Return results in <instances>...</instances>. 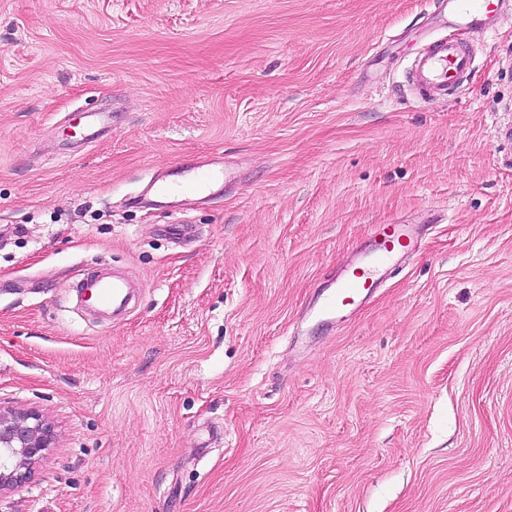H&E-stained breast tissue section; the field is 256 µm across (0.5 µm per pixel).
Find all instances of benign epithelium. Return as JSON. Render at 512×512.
<instances>
[{
	"mask_svg": "<svg viewBox=\"0 0 512 512\" xmlns=\"http://www.w3.org/2000/svg\"><path fill=\"white\" fill-rule=\"evenodd\" d=\"M56 442L53 422L39 410L0 404V498L29 483Z\"/></svg>",
	"mask_w": 512,
	"mask_h": 512,
	"instance_id": "7a95c632",
	"label": "benign epithelium"
}]
</instances>
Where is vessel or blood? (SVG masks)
I'll return each instance as SVG.
<instances>
[{"label": "vessel or blood", "mask_w": 512, "mask_h": 512, "mask_svg": "<svg viewBox=\"0 0 512 512\" xmlns=\"http://www.w3.org/2000/svg\"><path fill=\"white\" fill-rule=\"evenodd\" d=\"M440 22L455 23L476 30L486 27L496 11L495 0H437ZM473 59L457 42L444 38L415 57L410 75L419 92L436 99L446 98L459 79L469 71ZM373 249L345 269L335 288L321 302L318 314L324 322L335 320L348 300L371 288L378 271L386 264L413 254L419 239V227L402 222L381 224ZM134 281L123 271L102 267L86 272L75 283L76 301L89 310L95 322L108 326L116 311H130Z\"/></svg>", "instance_id": "1"}]
</instances>
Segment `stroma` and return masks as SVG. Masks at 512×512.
I'll return each instance as SVG.
<instances>
[{
	"mask_svg": "<svg viewBox=\"0 0 512 512\" xmlns=\"http://www.w3.org/2000/svg\"><path fill=\"white\" fill-rule=\"evenodd\" d=\"M434 8L0 0V401L59 434L0 512H512V0L427 100ZM397 220L417 254L320 324ZM99 263L142 285L109 328ZM472 63V56L457 42L444 38L415 57L410 75L419 92L444 99ZM75 288L77 305L88 309L92 320L100 326L112 325L113 312H131L135 308V303L130 306L135 298V283L123 271L115 268L103 266L88 271L76 281Z\"/></svg>",
	"mask_w": 512,
	"mask_h": 512,
	"instance_id": "35a3bbf8",
	"label": "stroma"
}]
</instances>
